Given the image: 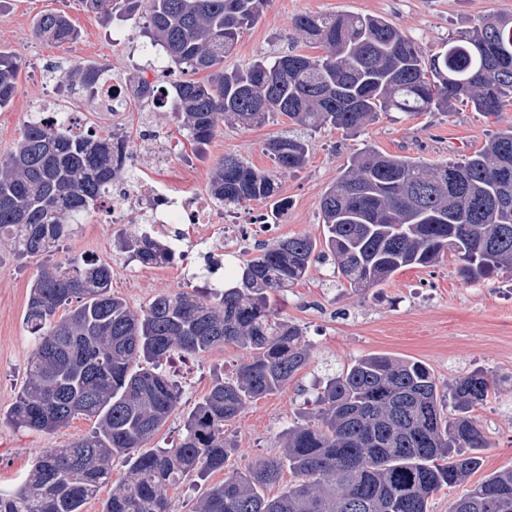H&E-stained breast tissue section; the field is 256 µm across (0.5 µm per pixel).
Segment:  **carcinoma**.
<instances>
[{
    "label": "carcinoma",
    "mask_w": 512,
    "mask_h": 512,
    "mask_svg": "<svg viewBox=\"0 0 512 512\" xmlns=\"http://www.w3.org/2000/svg\"><path fill=\"white\" fill-rule=\"evenodd\" d=\"M109 20L147 16L151 45L177 69L206 78L171 84L184 138L199 149L224 121L261 125L276 115L316 132L358 133L381 112L415 117L466 98L495 117L512 97V23L486 17L471 34L424 59L421 47L375 16L302 15L295 25L323 54L257 60L224 71V56L260 17L264 0H82ZM34 33L54 42L78 31L58 12L40 15ZM21 63L0 50V109L8 106ZM106 71L77 64L69 88L94 98ZM124 133L70 135L63 123L29 118L0 160V241L20 260L52 252L81 229V218L122 185ZM264 151L276 172L226 156L212 168L209 191L228 206L264 204L274 216L277 175L302 168L309 142L282 135ZM324 240L278 239L240 266L235 285L203 295L156 296L140 312L112 295L106 261L44 263L30 288L24 321L34 341L20 394L5 413L12 425L53 433L78 415L94 428L34 461L13 491L0 490V512H84L111 482L126 477L101 512H172L167 490L186 478L224 469L232 444L224 423L252 402L278 393L309 362L302 330L278 316L270 293L304 281L331 261L344 287L363 293L406 267H430L451 254L467 283L512 272V126L461 162L436 165L382 154L352 156L320 202ZM120 253L143 266L174 261L166 243L125 236ZM64 309L60 318L57 310ZM221 345L249 351L235 376L214 379L171 447L145 448L179 404L163 369L176 353ZM492 381L473 371L448 384L445 414L435 377L423 363L370 354L318 383L315 411L282 434L283 452L224 474L191 512H429L438 491L459 486L489 447L473 415ZM292 480L277 496L269 487ZM449 512H512V469L496 472L454 498ZM125 468L122 465L114 461L112 467V483L105 485L99 492L98 496L94 499L89 500L84 505L85 512H100L102 501L112 492V488L117 487L125 476Z\"/></svg>",
    "instance_id": "1"
}]
</instances>
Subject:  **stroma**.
Returning a JSON list of instances; mask_svg holds the SVG:
<instances>
[{
    "label": "stroma",
    "mask_w": 512,
    "mask_h": 512,
    "mask_svg": "<svg viewBox=\"0 0 512 512\" xmlns=\"http://www.w3.org/2000/svg\"><path fill=\"white\" fill-rule=\"evenodd\" d=\"M47 11L66 15L80 30V37L64 44L38 39L33 32L35 21ZM304 14L383 17L414 39L428 57L448 41L464 37L484 17L512 20V0H268L259 20L243 30L233 51L225 56V69H241L261 57L320 55V48L307 42L294 24ZM149 42L142 25L104 23L87 12L80 0H0V49L11 52L22 65L14 100L0 111V158L12 149L43 84L62 79L78 63L103 66L115 77L131 76L142 67V47ZM82 119L89 127L125 132L133 149L163 163L173 187L188 195L208 194L211 169L227 155L261 170L273 169L264 145L292 130L282 115L262 125H226L204 151L187 145L173 157L169 148L178 143L180 135L170 100L152 104L134 100L111 117L86 112ZM511 125L512 100L498 116L489 118L459 99L445 113L410 119L398 112L379 114L356 136L325 127L309 134L311 151L305 167L279 176L278 195L288 207L276 222H263V206L241 209V223L253 226L247 240H220L210 225L202 224L188 230L181 244L188 253L186 263L140 267L130 278L123 271L126 259L118 255L113 243L122 235L151 232V225L145 224L135 207L124 224L107 223L97 213L88 216L80 232L54 259L83 256L111 261L113 293L140 311L159 294L206 287V280L196 275L205 253L236 266L282 237L322 238L321 198L362 148L440 164L474 154L493 133ZM40 264L37 258L17 260L8 245H0L1 411L15 401L32 353L24 315ZM333 271L330 263L314 265L304 282L288 289L284 298L275 299L281 317L302 328L311 345V360L277 394L249 404L225 424L224 434L236 447L229 468L279 456L282 432L297 417L304 399L311 397L314 383L328 370L369 353L424 363L443 391L449 381L476 369L492 376L491 395L475 411L489 446L481 467L463 487L471 489L490 474L512 468V275L498 273L468 283L460 278L453 257L447 256L434 266L403 270L382 286L357 293L344 288ZM248 358V352L232 345L200 355H172L166 371L180 388L181 401L155 436L154 445L178 440L185 415L209 392L215 375L233 376ZM92 426V420L82 416L53 434L19 431L0 423V487L19 486L42 451L65 445Z\"/></svg>",
    "instance_id": "35a3bbf8"
}]
</instances>
